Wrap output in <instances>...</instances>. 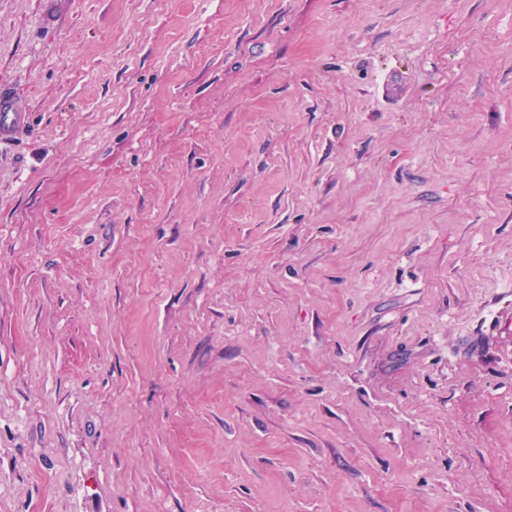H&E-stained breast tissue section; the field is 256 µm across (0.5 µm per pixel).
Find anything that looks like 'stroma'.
Segmentation results:
<instances>
[{
  "label": "stroma",
  "instance_id": "1",
  "mask_svg": "<svg viewBox=\"0 0 512 512\" xmlns=\"http://www.w3.org/2000/svg\"><path fill=\"white\" fill-rule=\"evenodd\" d=\"M0 512H512V0H0ZM26 123V109L11 89L0 87V138L13 137Z\"/></svg>",
  "mask_w": 512,
  "mask_h": 512
}]
</instances>
